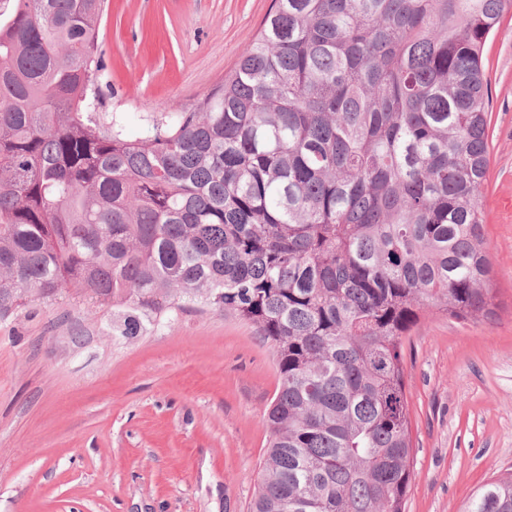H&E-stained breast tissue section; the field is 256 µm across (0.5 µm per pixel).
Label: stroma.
Instances as JSON below:
<instances>
[{
  "label": "stroma",
  "mask_w": 512,
  "mask_h": 512,
  "mask_svg": "<svg viewBox=\"0 0 512 512\" xmlns=\"http://www.w3.org/2000/svg\"><path fill=\"white\" fill-rule=\"evenodd\" d=\"M271 0H107L103 111L138 136L223 83ZM482 189L496 319L428 314L403 341L406 512H465L512 471V14L485 45ZM279 375L252 325L183 304L141 336L63 299L0 316V512H251Z\"/></svg>",
  "instance_id": "35a3bbf8"
}]
</instances>
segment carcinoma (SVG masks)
<instances>
[{
    "mask_svg": "<svg viewBox=\"0 0 512 512\" xmlns=\"http://www.w3.org/2000/svg\"><path fill=\"white\" fill-rule=\"evenodd\" d=\"M104 10L0 0V314L235 316L280 377L253 512H405L403 338L497 317L482 55L512 0H273L224 83L136 139L98 111ZM466 512H512V472Z\"/></svg>",
    "mask_w": 512,
    "mask_h": 512,
    "instance_id": "carcinoma-1",
    "label": "carcinoma"
}]
</instances>
